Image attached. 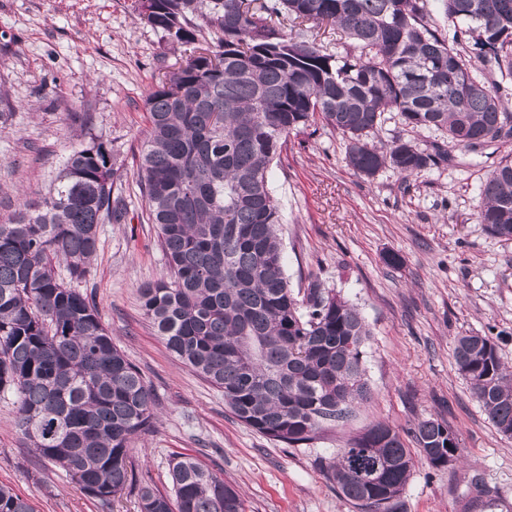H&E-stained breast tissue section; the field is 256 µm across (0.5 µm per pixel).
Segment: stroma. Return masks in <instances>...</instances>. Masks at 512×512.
Here are the masks:
<instances>
[{"instance_id":"1","label":"stroma","mask_w":512,"mask_h":512,"mask_svg":"<svg viewBox=\"0 0 512 512\" xmlns=\"http://www.w3.org/2000/svg\"><path fill=\"white\" fill-rule=\"evenodd\" d=\"M132 2L0 0V104L13 112L0 127V222L48 192L74 147L93 136L111 147L126 214L101 225L86 291L155 394L158 420L131 444L137 483L171 489V460L190 454L240 490L246 512H356L322 462L371 422L401 430L435 417L457 434L461 460L417 463L401 512H462L475 477L495 491L498 512H512V439L489 422L453 357L454 337L479 332L512 366V242L477 220L481 183L507 146L453 148L448 162L408 179L390 167L366 178L347 165L341 133L314 124L290 135L270 175L288 280L297 290L319 279L359 309L371 331L372 399L348 427L286 447L238 420L220 390L170 354L141 309L140 286L166 271L138 187L145 97L184 50L140 23ZM74 112L84 113L88 133L71 122ZM390 252L400 266L385 264ZM0 485L37 512H139L135 488L103 508L26 447L8 399H0Z\"/></svg>"}]
</instances>
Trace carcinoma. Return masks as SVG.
Instances as JSON below:
<instances>
[{
    "instance_id": "carcinoma-1",
    "label": "carcinoma",
    "mask_w": 512,
    "mask_h": 512,
    "mask_svg": "<svg viewBox=\"0 0 512 512\" xmlns=\"http://www.w3.org/2000/svg\"><path fill=\"white\" fill-rule=\"evenodd\" d=\"M149 2V17L136 7L137 18L189 54L145 98L139 187L167 273L140 288L142 310L167 350L222 391L242 423L306 448L371 399L370 331L320 281L302 294L290 288L274 159L290 134L318 121L347 138V165L367 178L387 166L409 178L448 161L439 146L379 140L386 112L405 127L447 133L454 148L512 141V112L487 77L512 83V0H440L446 34L431 28L426 0ZM297 26L304 30L288 34ZM322 28L349 39L344 53L321 49ZM120 178L112 151L92 137L41 200L0 223V397H16L27 446L106 509L134 486L130 443L157 419L150 385L83 291L99 226L124 216ZM477 215L512 242L511 156L486 174ZM453 356L472 397L511 439L512 370L493 337L458 336ZM407 434L428 466L458 460L446 422L423 419ZM376 461L386 467L374 484L359 470ZM415 464L401 432L376 421L322 472L360 512H400ZM171 475V495L139 487L140 512H245L239 492L193 456L174 458ZM0 512L35 509L0 486Z\"/></svg>"
}]
</instances>
